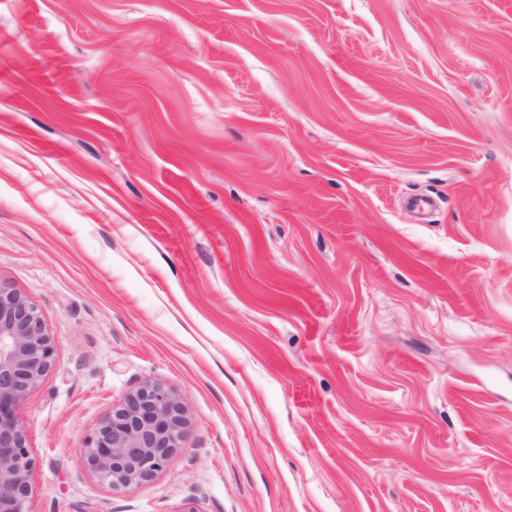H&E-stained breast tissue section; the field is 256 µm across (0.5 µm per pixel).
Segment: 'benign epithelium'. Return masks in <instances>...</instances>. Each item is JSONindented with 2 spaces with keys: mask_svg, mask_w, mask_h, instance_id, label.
Here are the masks:
<instances>
[{
  "mask_svg": "<svg viewBox=\"0 0 512 512\" xmlns=\"http://www.w3.org/2000/svg\"><path fill=\"white\" fill-rule=\"evenodd\" d=\"M55 346L36 308L0 281V512H30L35 461L17 406L41 383ZM183 402L159 381H147L112 408L83 447L87 469L111 489L151 481L184 448Z\"/></svg>",
  "mask_w": 512,
  "mask_h": 512,
  "instance_id": "obj_1",
  "label": "benign epithelium"
}]
</instances>
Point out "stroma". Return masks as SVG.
Returning a JSON list of instances; mask_svg holds the SVG:
<instances>
[{"mask_svg": "<svg viewBox=\"0 0 512 512\" xmlns=\"http://www.w3.org/2000/svg\"><path fill=\"white\" fill-rule=\"evenodd\" d=\"M0 280L32 512H512V0H0ZM55 346L36 308L0 281V512H30L35 461L17 406L41 383ZM183 402L159 381H147L101 421L83 447L87 469L111 489L151 481L184 448Z\"/></svg>", "mask_w": 512, "mask_h": 512, "instance_id": "1", "label": "stroma"}]
</instances>
